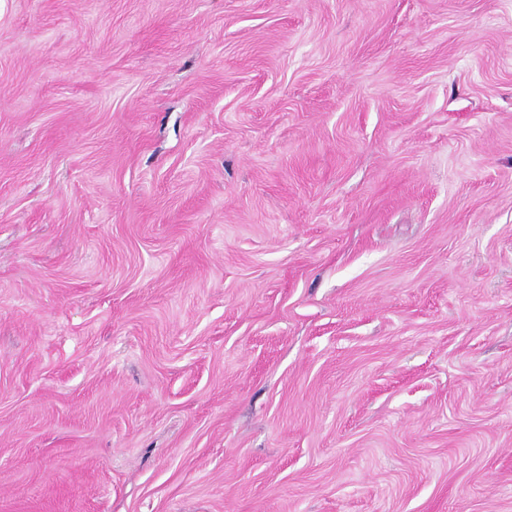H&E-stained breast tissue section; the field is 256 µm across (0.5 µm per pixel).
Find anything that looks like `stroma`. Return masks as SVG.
I'll list each match as a JSON object with an SVG mask.
<instances>
[{
    "label": "stroma",
    "mask_w": 512,
    "mask_h": 512,
    "mask_svg": "<svg viewBox=\"0 0 512 512\" xmlns=\"http://www.w3.org/2000/svg\"><path fill=\"white\" fill-rule=\"evenodd\" d=\"M0 512H512V0H0Z\"/></svg>",
    "instance_id": "1"
}]
</instances>
